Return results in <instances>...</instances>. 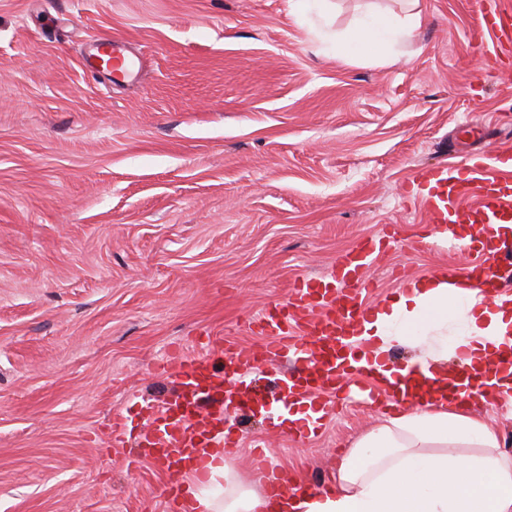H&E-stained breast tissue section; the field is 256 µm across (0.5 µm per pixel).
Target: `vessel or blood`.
<instances>
[{"mask_svg": "<svg viewBox=\"0 0 512 512\" xmlns=\"http://www.w3.org/2000/svg\"><path fill=\"white\" fill-rule=\"evenodd\" d=\"M478 10L470 37L493 64H500L512 44V0H476ZM512 149L476 154L460 165L419 168L409 186L435 224L471 225V250L485 253L484 263L466 274L449 269V281L466 279L491 295L512 286L504 265L512 266V248L494 247V227L512 221ZM381 249L380 241L363 240L341 255L323 275L295 280L287 298L268 305L249 322L263 335L256 349L206 337V353L178 361L173 389L162 403L131 400L112 417V440L134 437L142 456L167 472L165 492L170 512H190L184 494L187 474L204 472L212 453L232 459L239 446L234 422L238 412L265 415L268 424L304 445L320 434L335 413V400L346 396L365 404L387 406L373 382L375 365L357 367L350 360L351 340L366 317L360 284ZM512 368V348L493 365L450 371L437 383L421 365L406 367L394 383L406 396L421 399L445 392L482 395L493 400L501 370ZM305 409L304 418L287 421L285 413ZM255 470L270 499L283 496V479L266 451H258Z\"/></svg>", "mask_w": 512, "mask_h": 512, "instance_id": "vessel-or-blood-1", "label": "vessel or blood"}]
</instances>
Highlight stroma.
<instances>
[{"mask_svg": "<svg viewBox=\"0 0 512 512\" xmlns=\"http://www.w3.org/2000/svg\"><path fill=\"white\" fill-rule=\"evenodd\" d=\"M417 11L413 35L366 56L311 37L288 0H0V512H168L167 477L110 418L159 398L170 353L201 337L263 342L248 318L291 283L382 237L368 307L463 269L405 195L423 166L512 140V78L469 40L467 0H334ZM132 57L95 70L100 40ZM385 411L337 402L322 437L239 422L252 449L329 486Z\"/></svg>", "mask_w": 512, "mask_h": 512, "instance_id": "obj_1", "label": "stroma"}]
</instances>
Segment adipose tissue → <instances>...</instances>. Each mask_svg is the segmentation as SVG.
I'll return each instance as SVG.
<instances>
[{
    "mask_svg": "<svg viewBox=\"0 0 512 512\" xmlns=\"http://www.w3.org/2000/svg\"><path fill=\"white\" fill-rule=\"evenodd\" d=\"M420 24L417 12L402 18L370 10L344 41L353 51L393 44ZM363 330L378 355L413 342L434 370L452 353L481 363L512 340V296L487 299L469 282L451 286L438 276L372 309ZM478 407L474 400L405 403L339 459L333 486L310 495L269 500L214 458L204 481L190 487L191 503L196 512H512V454L501 451Z\"/></svg>",
    "mask_w": 512,
    "mask_h": 512,
    "instance_id": "1",
    "label": "adipose tissue"
}]
</instances>
